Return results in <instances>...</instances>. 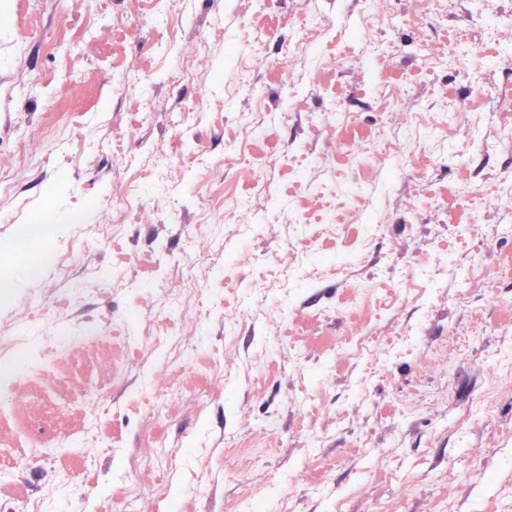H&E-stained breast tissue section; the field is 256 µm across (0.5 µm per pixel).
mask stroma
I'll use <instances>...</instances> for the list:
<instances>
[{
	"label": "stroma",
	"instance_id": "1",
	"mask_svg": "<svg viewBox=\"0 0 512 512\" xmlns=\"http://www.w3.org/2000/svg\"><path fill=\"white\" fill-rule=\"evenodd\" d=\"M414 7L381 0L371 18L364 0H0L12 20L0 25V166L18 134L41 159L0 198L14 217L0 249L46 209L55 249L108 231L72 267L99 290L46 294L39 312L0 302V361L21 374L0 412V512L49 490L48 512H122L129 460L150 441L181 451L156 473L170 512H241L254 496L262 512H512V387L476 406L492 376L512 377V232L485 241L470 227L500 224L483 199L512 194V145L481 143L512 111L440 58L479 46L512 90V31L476 19L512 0H431L421 29L384 24ZM163 12L192 24L175 39L131 22ZM368 22L371 41H356ZM304 23L322 24L320 49L288 57ZM53 33L59 52L39 51ZM183 40L201 46L200 83L172 70ZM336 55L350 65L326 67ZM202 91L207 108L193 111ZM452 100L465 114L428 125ZM61 112L70 134L44 155ZM381 129L408 157L392 179L366 151ZM270 155L271 193L213 219L214 189L251 195ZM355 186L377 202L375 231ZM121 192L147 203L115 229L99 199ZM188 253L205 287L184 319L171 307ZM475 265L497 304L460 295ZM60 336L70 350L53 351ZM475 455L493 486H473Z\"/></svg>",
	"mask_w": 512,
	"mask_h": 512
}]
</instances>
